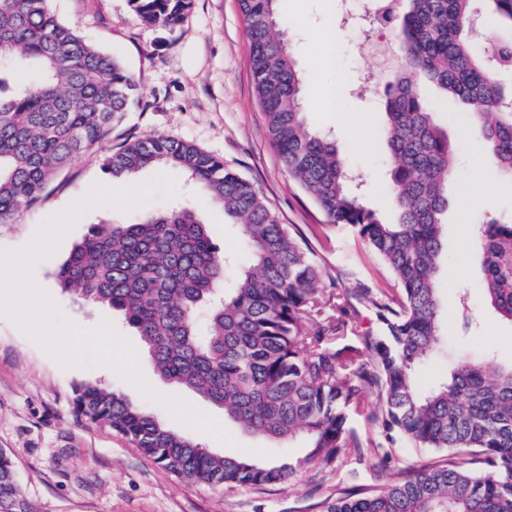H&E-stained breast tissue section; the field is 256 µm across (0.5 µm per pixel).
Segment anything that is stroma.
Listing matches in <instances>:
<instances>
[{"instance_id": "1", "label": "stroma", "mask_w": 512, "mask_h": 512, "mask_svg": "<svg viewBox=\"0 0 512 512\" xmlns=\"http://www.w3.org/2000/svg\"><path fill=\"white\" fill-rule=\"evenodd\" d=\"M50 7L86 42L121 61L139 85L142 102L127 112L110 141L74 161L39 200L0 224V249L25 247L49 218L85 197L93 185L111 186L103 160L125 139L160 134L223 160L225 168L253 183L280 223L301 225L318 256L320 289H369L372 301H352L348 320L357 334H380L382 324L373 302L391 294L395 283L356 231L326 223L309 194L284 170L255 91L251 43L239 0H194L184 20L172 29L143 22L128 0H50ZM349 8L348 0H281L282 28L304 77L308 127L335 129L345 163L363 174L365 204L391 221L395 213L389 203L390 156L377 95L392 81L399 60L359 50L361 33L345 21ZM432 107L458 157L448 180L447 250L440 286L448 300L455 299L458 289H467L479 326L463 339L442 344L418 369L417 381L423 387L442 379L459 359L480 354L490 341L498 361L512 360V327L501 324L484 305L472 237L474 225L491 217H512V182L496 175L484 142L458 100L436 98ZM175 177L176 199L158 191L144 206L127 212L110 206L85 212L57 250L36 264L33 276L71 322L93 328L109 321L134 347L153 390L182 398L223 420V409L159 377L140 337L117 311L80 301L64 293L55 280L56 269L91 225L130 222L176 201L201 213L221 250L237 252L223 208L183 172ZM80 381L119 392L213 453L235 456L243 447H267L230 422L225 428L236 441L232 447L191 429L115 370L61 366L11 318L0 315V450L13 458L18 483L36 512H324L328 500L356 486L382 487L408 469L446 460L445 453L428 448L392 445L371 419L377 406L371 396L353 415L363 448L341 460L337 469L318 473L303 468L289 483L263 488L187 482L109 427L79 417L73 385Z\"/></svg>"}]
</instances>
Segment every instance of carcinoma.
Instances as JSON below:
<instances>
[{
    "instance_id": "cac0c4a2",
    "label": "carcinoma",
    "mask_w": 512,
    "mask_h": 512,
    "mask_svg": "<svg viewBox=\"0 0 512 512\" xmlns=\"http://www.w3.org/2000/svg\"><path fill=\"white\" fill-rule=\"evenodd\" d=\"M239 2L255 90L283 166L327 222L355 229L399 287V296L372 301L384 335L348 340V292L316 288L315 254L249 180L192 144L162 135L128 139L104 161L111 178L180 168L223 207L247 261L233 287L223 288L224 252L197 210L178 207L133 224L90 227L59 267V287L119 312L164 380L224 409L227 420L258 439L279 448L300 442L306 453L294 463L216 455L89 381L74 385L77 410L180 479L267 487L286 483L301 465L322 471L358 451L350 411L374 393L383 429L453 458L383 488L330 499L325 512H512V363H494L488 348L460 359L426 389L414 378L448 332L439 274L456 164L427 90L467 108L498 174L512 182V95L502 85L512 72V40L479 51L471 38L486 14L512 32V0H395L392 25L404 67L382 98L393 224L353 189L334 134L306 126L303 76L280 32V0ZM128 3L143 21L164 27L179 24L192 6ZM138 102L120 61L63 24L49 0H0V223L109 140ZM474 242L486 304L512 328V219L478 225ZM0 512H33L3 450Z\"/></svg>"
}]
</instances>
